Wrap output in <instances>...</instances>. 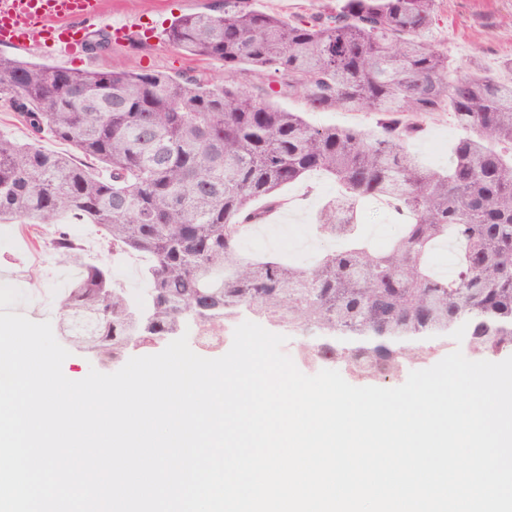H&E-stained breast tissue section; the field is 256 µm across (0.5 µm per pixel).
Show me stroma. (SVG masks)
<instances>
[{
	"label": "stroma",
	"mask_w": 512,
	"mask_h": 512,
	"mask_svg": "<svg viewBox=\"0 0 512 512\" xmlns=\"http://www.w3.org/2000/svg\"><path fill=\"white\" fill-rule=\"evenodd\" d=\"M221 0H104L103 12L116 21L138 24L142 33L124 44L82 59L65 61L46 51L6 48V55L77 71L125 69L135 72L160 71L173 76L193 75L210 81L224 78V66L190 56L167 42L162 31L182 15L209 11ZM435 46L445 49L461 66L478 65L497 72L502 58L512 56V0H437L436 20L427 34ZM460 135L448 114L425 123L423 135L412 149L425 164L447 166L448 149ZM335 183L316 173L306 180L281 189V216L265 224L264 236L246 235L245 254H276L301 263L313 262L328 241L311 227L313 216L324 198L334 194ZM363 233L375 250L385 249L399 234L401 224L392 209L378 208L376 201L364 203L360 213ZM72 229L83 243V258L111 265L119 282L132 294H140L144 283L145 258L115 256L102 247L96 225L73 221ZM44 234L33 226L0 223V284L13 286L28 295L16 305V313L35 322L54 320L65 290L62 276L69 264L51 258Z\"/></svg>",
	"instance_id": "1"
}]
</instances>
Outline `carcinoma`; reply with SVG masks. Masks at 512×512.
<instances>
[{"instance_id":"cac0c4a2","label":"carcinoma","mask_w":512,"mask_h":512,"mask_svg":"<svg viewBox=\"0 0 512 512\" xmlns=\"http://www.w3.org/2000/svg\"><path fill=\"white\" fill-rule=\"evenodd\" d=\"M436 8L336 0L288 20L256 0H222L174 20L168 42L224 63L222 83L0 54V101L28 139L0 134V221L39 227L55 257L79 263L60 335L104 362L193 326L214 352L224 324L248 313L292 334L306 362L371 384L457 343L477 361L512 356V80L467 71L429 42ZM274 97L377 119L370 129L318 126ZM437 112L461 131L446 170L411 151ZM47 135L74 155L43 149ZM313 173L337 186L316 232L343 246L313 265L244 255V231ZM365 199L410 218L381 253L360 243ZM64 217L99 227L112 255L146 258L145 293L132 296L107 264L82 262ZM443 241L457 244L446 278L429 266Z\"/></svg>"}]
</instances>
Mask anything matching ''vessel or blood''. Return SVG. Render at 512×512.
Listing matches in <instances>:
<instances>
[{
  "label": "vessel or blood",
  "instance_id": "b4317fda",
  "mask_svg": "<svg viewBox=\"0 0 512 512\" xmlns=\"http://www.w3.org/2000/svg\"><path fill=\"white\" fill-rule=\"evenodd\" d=\"M101 16L100 0H0V44L84 56V24Z\"/></svg>",
  "mask_w": 512,
  "mask_h": 512
}]
</instances>
